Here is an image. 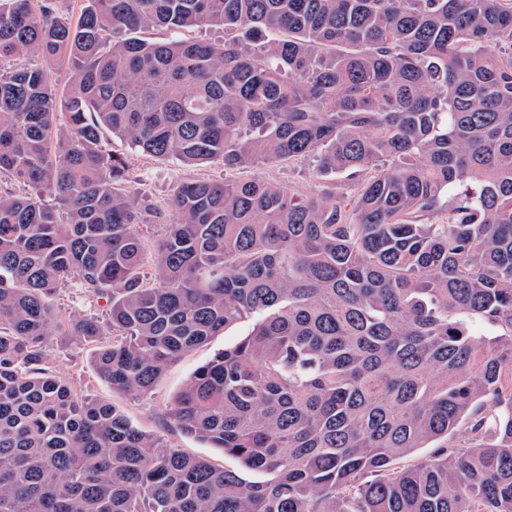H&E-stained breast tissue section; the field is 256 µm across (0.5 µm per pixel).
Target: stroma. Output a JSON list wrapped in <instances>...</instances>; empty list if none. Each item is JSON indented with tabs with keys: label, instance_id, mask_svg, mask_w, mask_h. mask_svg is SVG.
I'll list each match as a JSON object with an SVG mask.
<instances>
[{
	"label": "stroma",
	"instance_id": "stroma-1",
	"mask_svg": "<svg viewBox=\"0 0 512 512\" xmlns=\"http://www.w3.org/2000/svg\"><path fill=\"white\" fill-rule=\"evenodd\" d=\"M142 193L151 201L166 198L173 185L188 177L207 178L220 175V168L214 166L187 169L175 161L160 163L149 158L140 159L136 164ZM250 330L249 323L242 322L213 336L203 347L190 350L171 363L154 388L145 396L131 397L113 391L111 386L95 373L85 349L57 340L52 355L57 368L67 374L91 397L110 403L121 409L141 431L156 435L162 441L186 453L204 456L215 463L236 467V460L224 456L218 449L194 437L185 435L171 419L167 411L175 395L183 387L197 367L209 360L225 346L241 340Z\"/></svg>",
	"mask_w": 512,
	"mask_h": 512
}]
</instances>
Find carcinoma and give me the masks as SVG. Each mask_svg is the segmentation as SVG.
<instances>
[{
    "label": "carcinoma",
    "instance_id": "cac0c4a2",
    "mask_svg": "<svg viewBox=\"0 0 512 512\" xmlns=\"http://www.w3.org/2000/svg\"><path fill=\"white\" fill-rule=\"evenodd\" d=\"M198 28L224 40L151 37ZM106 131L188 168L309 157L314 189L152 203ZM2 176L0 512H512V0H0ZM246 319L168 409L239 469L51 355L141 397ZM57 304L59 307L74 313H88L99 309L96 301L86 296L78 288L63 290L57 297ZM250 330L249 322H242L213 336L201 348L190 350L171 363L154 388L145 396L130 397L112 391V387L101 380L89 361L87 350L69 345L63 338L54 340L52 355L55 365L67 374L91 397L110 403L121 409L141 431L153 434L175 448L186 453L204 456L215 463L239 469L238 461L224 457L216 448L180 431L167 411L175 395L183 387L197 367L209 360L215 353L241 340Z\"/></svg>",
    "mask_w": 512,
    "mask_h": 512
}]
</instances>
